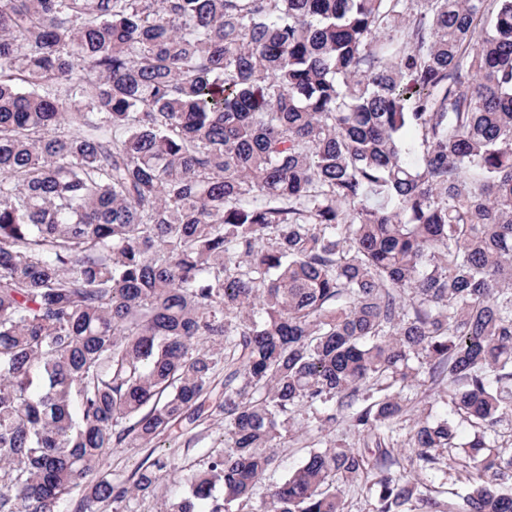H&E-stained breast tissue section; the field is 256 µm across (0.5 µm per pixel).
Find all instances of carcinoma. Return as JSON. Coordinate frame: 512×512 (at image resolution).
Returning <instances> with one entry per match:
<instances>
[{
    "label": "carcinoma",
    "mask_w": 512,
    "mask_h": 512,
    "mask_svg": "<svg viewBox=\"0 0 512 512\" xmlns=\"http://www.w3.org/2000/svg\"><path fill=\"white\" fill-rule=\"evenodd\" d=\"M206 414L165 512H512V0H0V512H131L175 458L104 451ZM440 392L437 390H431L427 386L413 387L412 393L409 395L410 400L408 402L407 420L404 425L406 429L402 431L405 433L414 423V421L421 415L431 413L433 415L443 413L445 410L444 400L439 397ZM183 433V434H182ZM191 440L189 448L185 443ZM224 441V426L220 421L208 420L196 429L187 432L176 430L171 435L161 436L155 448H108L102 456L103 469L127 476L153 450L154 455L175 453L179 461L187 464H203L211 451L220 449ZM308 444H295L294 442H288V447L276 448V454L278 457L276 467L270 472L267 477L266 483L275 482L281 480L287 473L295 469L307 455V452L313 448H304V446H310ZM374 503V492L365 487L351 490L346 496L348 512H372Z\"/></svg>",
    "instance_id": "cac0c4a2"
}]
</instances>
